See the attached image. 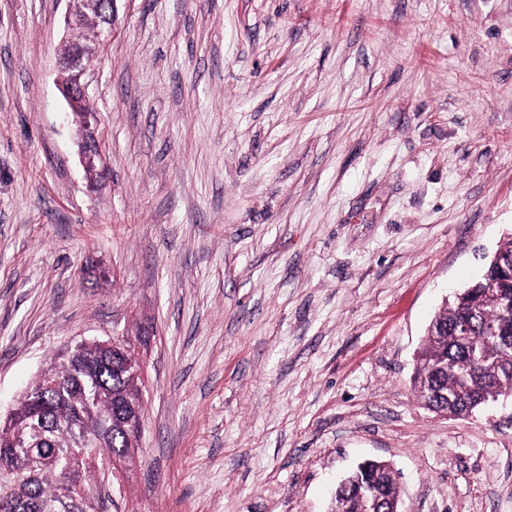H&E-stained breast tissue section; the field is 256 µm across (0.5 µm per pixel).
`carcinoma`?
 Here are the masks:
<instances>
[{
  "label": "carcinoma",
  "instance_id": "obj_1",
  "mask_svg": "<svg viewBox=\"0 0 512 512\" xmlns=\"http://www.w3.org/2000/svg\"><path fill=\"white\" fill-rule=\"evenodd\" d=\"M481 274L460 290L463 297L431 321L419 352L416 395L437 390L448 410L466 415V401L512 397V240L497 250ZM468 320L474 342L465 348L455 325ZM497 326L498 338H483V325ZM137 405L145 411L137 378L120 369L98 339L82 342L71 356L57 355L23 393L11 422L0 425V512H88L79 493L96 478L95 462L126 454L133 446L120 427ZM43 430L32 445L31 425ZM369 477L390 508L399 486L386 467L366 463ZM335 512L369 507L357 480L336 488Z\"/></svg>",
  "mask_w": 512,
  "mask_h": 512
}]
</instances>
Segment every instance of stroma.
<instances>
[{
	"mask_svg": "<svg viewBox=\"0 0 512 512\" xmlns=\"http://www.w3.org/2000/svg\"><path fill=\"white\" fill-rule=\"evenodd\" d=\"M90 189L56 85L65 0H0V414L128 337L145 423L108 512H512V398L411 377L512 239V0H120ZM106 278L86 276L87 259ZM362 462H365V460ZM358 472L369 477L373 489L383 499L385 504L379 505V512L390 508V503L399 496V486L389 469L377 463H365L363 468L358 467ZM335 502V512H361L362 509L369 507L368 502L360 493L357 477H354L346 485L336 488Z\"/></svg>",
	"mask_w": 512,
	"mask_h": 512,
	"instance_id": "stroma-1",
	"label": "stroma"
}]
</instances>
